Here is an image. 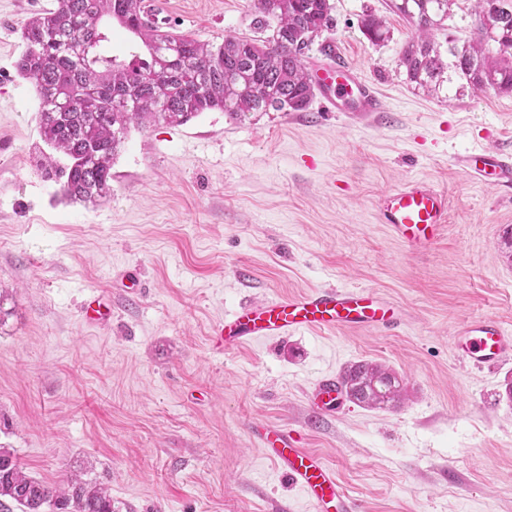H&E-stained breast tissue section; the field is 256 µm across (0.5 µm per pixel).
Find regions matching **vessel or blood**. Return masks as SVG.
<instances>
[{"label": "vessel or blood", "mask_w": 512, "mask_h": 512, "mask_svg": "<svg viewBox=\"0 0 512 512\" xmlns=\"http://www.w3.org/2000/svg\"><path fill=\"white\" fill-rule=\"evenodd\" d=\"M317 90L327 110L378 112L382 103L373 88L351 68L335 62L319 76ZM462 166L483 184L512 185V155L478 149L464 156ZM379 216L391 235L411 252L427 251L447 221L448 198L423 178L405 181L384 192ZM80 312L90 324L108 323L112 301L104 295L86 297ZM396 306L364 288L325 286L249 301L214 330L216 349L230 353L262 338H275L301 330L328 328H400ZM452 345L468 365L492 368L512 355V334L498 321L485 318L469 322L453 336ZM316 418L335 415L343 404V386L336 375L317 378L308 394ZM266 456L294 487L303 492L314 512H361L356 499L340 485L336 471L317 453L304 448L297 434L284 425H264L254 430Z\"/></svg>", "instance_id": "1"}]
</instances>
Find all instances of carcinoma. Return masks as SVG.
Masks as SVG:
<instances>
[{"mask_svg":"<svg viewBox=\"0 0 512 512\" xmlns=\"http://www.w3.org/2000/svg\"><path fill=\"white\" fill-rule=\"evenodd\" d=\"M456 0H394L393 11L412 22L416 36L402 50L408 82L438 95L456 87L491 88L512 94V0H475V37L443 45L432 31L443 26ZM254 27L264 39L228 36L209 44L163 29L147 0H55L29 16L20 29L24 44L16 62L30 80L40 107L42 141L63 153L66 198L97 205L112 197V163L130 127L183 124L220 111L242 122L262 112H302L315 95L306 64L312 34L333 26L329 0H256ZM138 34L149 58L119 63L98 48L107 41L104 17ZM372 41L387 31L372 15L363 20ZM494 42L502 57L483 46ZM349 399L371 409L397 406L404 380L373 362L343 372ZM22 512H113L105 488L72 476L53 487L31 476L14 451L0 447V507Z\"/></svg>","mask_w":512,"mask_h":512,"instance_id":"carcinoma-1","label":"carcinoma"}]
</instances>
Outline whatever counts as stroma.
I'll list each match as a JSON object with an SVG mask.
<instances>
[{
    "label": "stroma",
    "instance_id": "stroma-1",
    "mask_svg": "<svg viewBox=\"0 0 512 512\" xmlns=\"http://www.w3.org/2000/svg\"><path fill=\"white\" fill-rule=\"evenodd\" d=\"M322 32L337 61L379 93L380 112L219 111L131 128L112 196L71 203L40 167L39 99L16 71L20 29L54 0H0V446L33 477L102 484L114 512H313L252 433L300 432L362 512H512V359L478 369L451 338L472 318L512 333V186L459 166L485 147L512 155V94L436 97L405 79L415 27L392 0H330ZM158 21L218 44L255 37V0H151ZM388 34L370 41L365 15ZM411 178L448 194L434 246L411 253L377 201ZM247 278H240L239 268ZM137 272L130 304L117 277ZM369 288L397 304L395 333L304 331L214 352L239 304L323 286ZM111 291L112 320L79 306ZM365 361L407 384L373 410L345 401L315 421L307 392Z\"/></svg>",
    "mask_w": 512,
    "mask_h": 512
}]
</instances>
